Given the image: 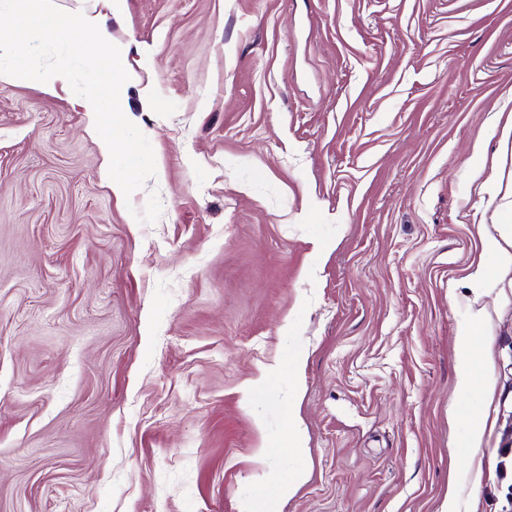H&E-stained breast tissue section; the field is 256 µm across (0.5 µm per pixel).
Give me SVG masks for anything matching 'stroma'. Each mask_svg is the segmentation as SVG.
Returning <instances> with one entry per match:
<instances>
[{
	"label": "stroma",
	"mask_w": 512,
	"mask_h": 512,
	"mask_svg": "<svg viewBox=\"0 0 512 512\" xmlns=\"http://www.w3.org/2000/svg\"><path fill=\"white\" fill-rule=\"evenodd\" d=\"M101 31L155 156L131 197L77 95L0 83V512H252L296 471L275 512H512V0H124ZM474 323L466 324L460 331L458 341L459 353V384L464 392H468L474 384L476 377L477 342L480 333Z\"/></svg>",
	"instance_id": "obj_1"
}]
</instances>
